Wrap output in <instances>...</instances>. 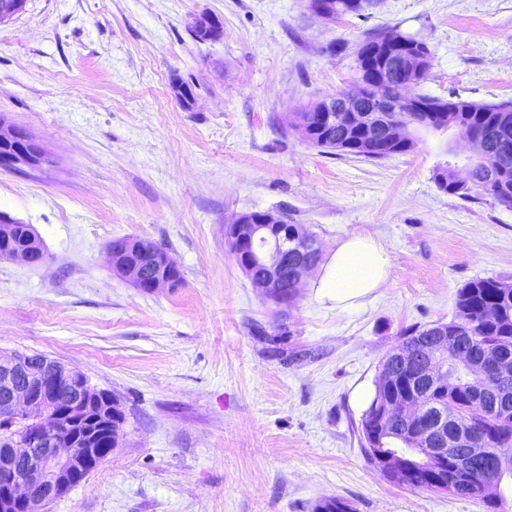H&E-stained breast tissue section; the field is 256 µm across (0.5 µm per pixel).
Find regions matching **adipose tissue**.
<instances>
[{
	"mask_svg": "<svg viewBox=\"0 0 512 512\" xmlns=\"http://www.w3.org/2000/svg\"><path fill=\"white\" fill-rule=\"evenodd\" d=\"M385 247L366 233L337 242L309 281L315 299L342 312L371 301L390 277Z\"/></svg>",
	"mask_w": 512,
	"mask_h": 512,
	"instance_id": "1",
	"label": "adipose tissue"
}]
</instances>
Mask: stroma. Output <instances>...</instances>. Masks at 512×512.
I'll return each mask as SVG.
<instances>
[{
    "instance_id": "stroma-1",
    "label": "stroma",
    "mask_w": 512,
    "mask_h": 512,
    "mask_svg": "<svg viewBox=\"0 0 512 512\" xmlns=\"http://www.w3.org/2000/svg\"><path fill=\"white\" fill-rule=\"evenodd\" d=\"M202 13L220 40L194 38ZM394 30L432 53L416 92L512 100V0H378L333 24L309 0H27L0 24V117L45 154L0 169V212L45 246L40 263L0 262V357L67 364L125 413L111 455L44 512H313L325 498L482 512L388 481L364 455L354 395L373 391L406 329L453 318L465 283L512 279V208L438 188L436 170L470 152L458 134L372 161L284 123L351 88L358 43ZM253 211L306 225L324 252L371 234L391 257L387 285L340 313L306 285L274 304L224 236ZM119 237L165 246L180 286L118 276Z\"/></svg>"
}]
</instances>
